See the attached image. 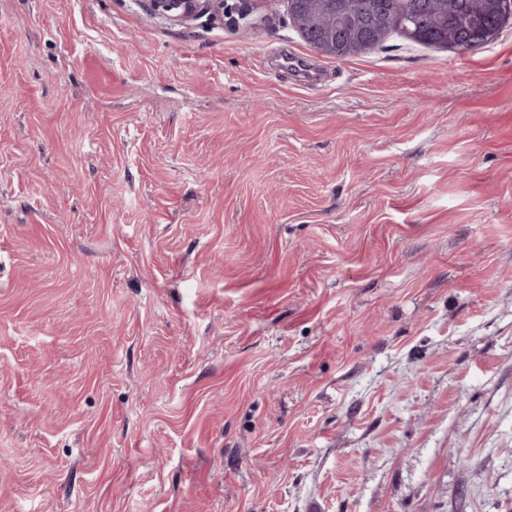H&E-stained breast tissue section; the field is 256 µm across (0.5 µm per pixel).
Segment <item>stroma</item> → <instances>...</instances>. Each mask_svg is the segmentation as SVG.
Listing matches in <instances>:
<instances>
[{"label": "stroma", "mask_w": 512, "mask_h": 512, "mask_svg": "<svg viewBox=\"0 0 512 512\" xmlns=\"http://www.w3.org/2000/svg\"><path fill=\"white\" fill-rule=\"evenodd\" d=\"M0 512H512V17L0 0ZM153 11L162 12L175 20H188L202 11L201 4L215 13L224 14V0H147ZM173 13V14H172ZM297 15V24L304 33L328 40L334 31L344 28L350 34L362 37L366 32L377 46L392 31L405 34L407 17L418 15L425 37L414 39L424 45L444 46L460 50L463 45L452 33L464 31L475 38L484 30L495 27L499 31L505 17L486 10L484 0H305ZM468 2V3H466ZM407 29L415 35L418 29L414 17L407 19ZM412 27L413 29H411ZM407 36H409L407 34ZM410 37V36H409ZM411 38V37H410ZM307 42V41H306ZM364 47V43L352 40H341L336 42V39H332L320 44L317 48H312L319 54L331 56L336 59H345L355 55Z\"/></svg>", "instance_id": "1"}]
</instances>
